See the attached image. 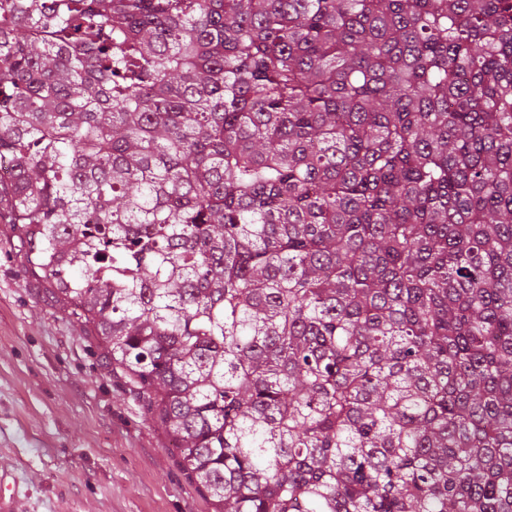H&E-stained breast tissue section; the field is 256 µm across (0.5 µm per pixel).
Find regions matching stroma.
<instances>
[{
    "label": "stroma",
    "mask_w": 512,
    "mask_h": 512,
    "mask_svg": "<svg viewBox=\"0 0 512 512\" xmlns=\"http://www.w3.org/2000/svg\"><path fill=\"white\" fill-rule=\"evenodd\" d=\"M19 246L0 223V486L16 512H212Z\"/></svg>",
    "instance_id": "stroma-1"
}]
</instances>
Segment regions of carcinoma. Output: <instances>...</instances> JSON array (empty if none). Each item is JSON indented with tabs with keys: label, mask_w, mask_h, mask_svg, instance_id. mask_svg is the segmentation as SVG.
Listing matches in <instances>:
<instances>
[{
	"label": "carcinoma",
	"mask_w": 512,
	"mask_h": 512,
	"mask_svg": "<svg viewBox=\"0 0 512 512\" xmlns=\"http://www.w3.org/2000/svg\"><path fill=\"white\" fill-rule=\"evenodd\" d=\"M2 159L215 512H512V0H0Z\"/></svg>",
	"instance_id": "carcinoma-1"
}]
</instances>
